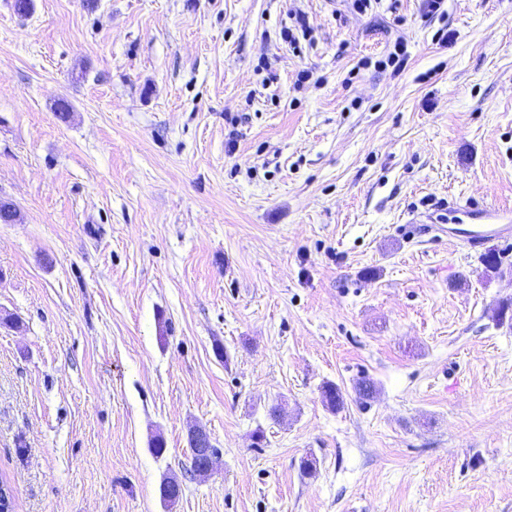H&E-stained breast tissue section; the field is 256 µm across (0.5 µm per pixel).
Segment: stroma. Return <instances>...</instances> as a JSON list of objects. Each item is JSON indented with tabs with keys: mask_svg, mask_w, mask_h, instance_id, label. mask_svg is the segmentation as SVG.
I'll return each instance as SVG.
<instances>
[{
	"mask_svg": "<svg viewBox=\"0 0 512 512\" xmlns=\"http://www.w3.org/2000/svg\"><path fill=\"white\" fill-rule=\"evenodd\" d=\"M451 199L512 209V0H0L15 512H512V239ZM295 24L293 25V28L283 27L279 31V37L280 39L288 43L289 45H296L299 41V33L301 36L308 37V35L311 33L308 23H307V17L305 16V13H303L300 10H294V17Z\"/></svg>",
	"mask_w": 512,
	"mask_h": 512,
	"instance_id": "35a3bbf8",
	"label": "stroma"
}]
</instances>
